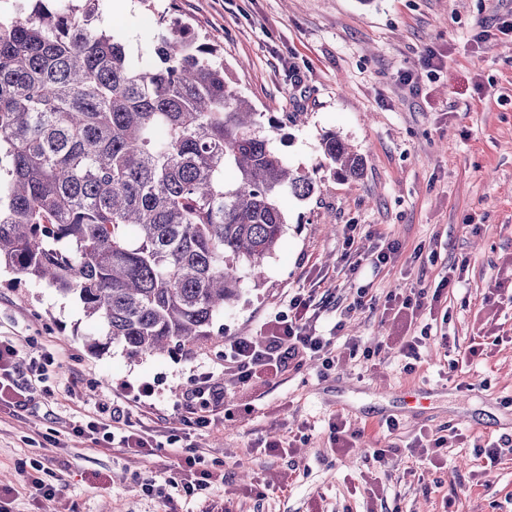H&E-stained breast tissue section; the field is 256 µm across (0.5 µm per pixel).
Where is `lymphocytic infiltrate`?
<instances>
[{
    "mask_svg": "<svg viewBox=\"0 0 512 512\" xmlns=\"http://www.w3.org/2000/svg\"><path fill=\"white\" fill-rule=\"evenodd\" d=\"M451 284V278L445 276L431 290L413 288L401 297L387 295L385 310L413 319L436 314ZM327 308V301L317 300L315 289L302 288L289 294L286 309L271 313L260 335L225 339L223 374L201 373L177 402L184 412L185 426L203 431L214 425L217 414L231 418L239 411L251 413V405L239 404L237 392L249 388L262 375L278 373L293 361L317 360L323 369H332L335 338L320 334L316 328L321 311ZM64 357L60 350L38 357L18 348L13 339L0 336V400L8 398L17 408L27 407L42 389L45 363ZM69 429L75 437L88 436L142 457L155 455L161 448L132 422L130 407L122 400L99 406L93 414L74 417ZM224 478L223 472L205 466L202 455L190 451L178 458L168 474L147 478L144 488L149 496L163 503L167 512H179L175 493L188 499L199 498Z\"/></svg>",
    "mask_w": 512,
    "mask_h": 512,
    "instance_id": "1",
    "label": "lymphocytic infiltrate"
}]
</instances>
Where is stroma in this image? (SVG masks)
Masks as SVG:
<instances>
[{"mask_svg":"<svg viewBox=\"0 0 512 512\" xmlns=\"http://www.w3.org/2000/svg\"><path fill=\"white\" fill-rule=\"evenodd\" d=\"M510 13L512 0H100V27L133 59L151 61L162 15L220 47L242 94L282 119L273 138L285 161L316 183L309 199L282 196L285 232L261 286L240 267L241 296L215 320L225 335L259 334L299 288L342 307L359 286L382 298L434 287L450 271L461 279L443 304L455 344L427 340L409 373L384 352L365 367L349 358L351 344L372 348L425 324L368 311L340 332L335 369L323 374L308 361L264 378L239 395L250 416L188 434L176 396L197 374L223 369V341L136 357L114 345L96 355L87 345L98 326L74 299L1 272L0 335L67 356L46 368L53 396L24 410L0 402V473L18 484L22 464L36 458L66 485L47 505L20 487L11 512H160L141 483L172 469V434L227 476L193 512H512V453L489 466L474 452L512 436V33L497 29ZM291 112L301 121L287 123ZM330 132L363 157L361 176H340L325 159ZM348 224L362 227L360 251L381 236L396 240L397 262L349 271ZM461 355L466 365L450 369ZM73 382L80 392L70 397ZM144 382L155 394L131 409L162 442L158 455L71 439L69 419ZM388 417L397 431L383 429ZM336 418L361 433L345 455L328 430ZM454 431L437 466L409 452L419 434ZM272 440L291 441L290 452L265 451ZM388 446L396 449L388 467L369 479L373 450ZM269 479L284 488L258 496Z\"/></svg>","mask_w":512,"mask_h":512,"instance_id":"stroma-1","label":"stroma"}]
</instances>
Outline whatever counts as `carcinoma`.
<instances>
[{
	"label": "carcinoma",
	"mask_w": 512,
	"mask_h": 512,
	"mask_svg": "<svg viewBox=\"0 0 512 512\" xmlns=\"http://www.w3.org/2000/svg\"><path fill=\"white\" fill-rule=\"evenodd\" d=\"M99 0H37L0 17V266L74 296L102 328L88 347L169 353L215 335L284 233L291 168L215 46L163 26L149 63L98 26ZM344 177L363 158L334 134Z\"/></svg>",
	"instance_id": "1"
}]
</instances>
